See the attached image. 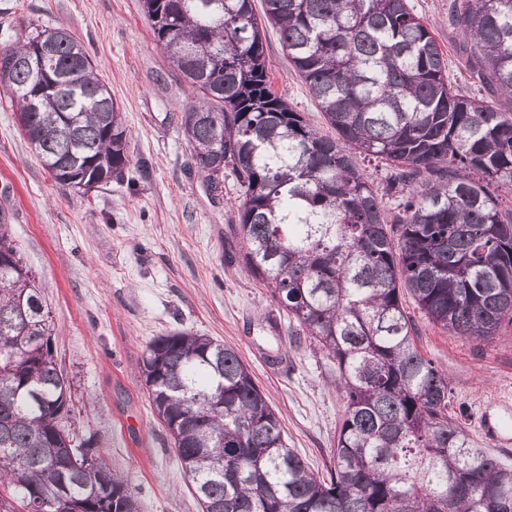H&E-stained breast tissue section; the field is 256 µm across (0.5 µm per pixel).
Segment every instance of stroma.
I'll return each mask as SVG.
<instances>
[{"label": "stroma", "mask_w": 512, "mask_h": 512, "mask_svg": "<svg viewBox=\"0 0 512 512\" xmlns=\"http://www.w3.org/2000/svg\"><path fill=\"white\" fill-rule=\"evenodd\" d=\"M409 3L447 58L452 85L478 94L464 66L466 42L448 25V0ZM29 26H62L79 39L121 108L132 154L122 180L89 192L55 183L0 86V212L51 311L75 428L95 435L135 487L141 512H200L139 369L151 338L186 329L237 351L288 447L326 473L345 408L336 362L243 269L239 187L225 175L215 201L191 171L181 128L189 91L154 40L141 0H0V49ZM266 52L274 91L333 135L276 30L267 32ZM403 305L419 350L448 375L449 415L474 447L512 463V325L477 342L431 323L411 295ZM488 415L506 424L505 440L485 434Z\"/></svg>", "instance_id": "stroma-1"}]
</instances>
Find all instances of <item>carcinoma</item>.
<instances>
[{"label": "carcinoma", "mask_w": 512, "mask_h": 512, "mask_svg": "<svg viewBox=\"0 0 512 512\" xmlns=\"http://www.w3.org/2000/svg\"><path fill=\"white\" fill-rule=\"evenodd\" d=\"M142 0L157 44L199 102L181 126L207 190L242 201V263L332 356L344 415L329 475L282 439L235 349L152 338L139 363L201 512H512V465L448 416V376L402 304L478 342L512 323V106L448 83L409 0ZM472 74L512 102V0H450ZM341 142L272 90L267 26ZM48 49L53 90L30 66ZM0 85L54 181L91 191L131 162L122 112L81 43L36 28L0 50ZM385 162L387 210L346 149ZM49 309L0 214V512H139L128 478L74 428Z\"/></svg>", "instance_id": "cac0c4a2"}]
</instances>
